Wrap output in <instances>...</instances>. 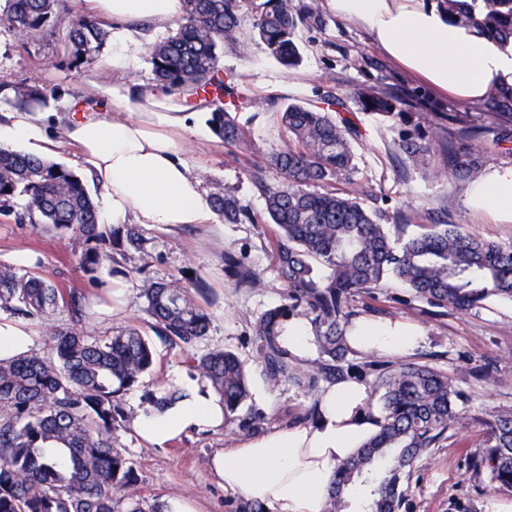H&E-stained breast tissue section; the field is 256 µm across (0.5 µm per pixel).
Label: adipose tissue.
Returning <instances> with one entry per match:
<instances>
[{
	"label": "adipose tissue",
	"mask_w": 512,
	"mask_h": 512,
	"mask_svg": "<svg viewBox=\"0 0 512 512\" xmlns=\"http://www.w3.org/2000/svg\"><path fill=\"white\" fill-rule=\"evenodd\" d=\"M94 16L121 24L147 20L166 26L184 15V0H90ZM337 15L367 29L379 46L426 82L465 103L492 90L512 89V44L500 45L476 28L449 22L437 0H328ZM125 116L72 114L65 136L80 148L78 162L104 190L102 221L120 225L211 224L215 211L186 158V116L151 87L111 90ZM48 152L42 122L27 111L0 123V142ZM476 206L512 220V168L494 170L473 189ZM423 336L404 323H356L350 336L360 352H411ZM182 399L158 411L137 409L133 427L146 443L164 447L191 431L221 427L224 408L209 381L184 383ZM369 387L328 384L317 395L314 421L274 428L216 453L208 466L225 490L269 512H327L336 468L380 428Z\"/></svg>",
	"instance_id": "adipose-tissue-1"
}]
</instances>
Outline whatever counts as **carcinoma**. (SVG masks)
I'll return each mask as SVG.
<instances>
[{
    "mask_svg": "<svg viewBox=\"0 0 512 512\" xmlns=\"http://www.w3.org/2000/svg\"><path fill=\"white\" fill-rule=\"evenodd\" d=\"M0 26L29 34L59 18V0H8ZM242 0H184L178 31L151 46L155 79L171 91L209 97V126L222 142L251 147L235 109L253 104L219 76L218 50L242 36ZM456 24L488 36L512 39V0H442ZM321 23L320 16L296 0H264L254 25L268 55L285 67L301 61L297 32ZM107 38L104 24L85 15L68 24L71 63H92ZM45 93L14 87L22 108L43 103ZM356 104L399 120L397 101L369 89L356 92ZM486 105L495 119L512 124V91H492ZM326 101L324 108L290 104L281 111L283 146L257 168L252 178L265 199L268 223L275 225L274 257L287 292L283 303L255 324L261 343V374L273 386L283 383L318 392L320 384L341 380L354 366H342L353 352L348 331L352 302L362 292L395 283L434 308L468 313L491 297L512 301V248L482 240L459 224H432L406 239L391 234L388 222L402 224L404 213L385 215L366 207L349 189L358 170L353 142L356 124ZM397 149L409 162L426 164L430 146L405 137ZM448 176L475 178L477 164L464 148H447ZM23 201L13 211L14 200ZM213 208L226 224H259L235 197L217 194ZM0 212L20 224H51L76 230L90 247L82 264L90 271L103 260L98 245L113 231L98 224L95 203L84 182L59 163L24 151L0 147ZM127 246L139 249V229L121 224ZM238 283L256 286L260 277L232 255L226 257ZM200 279L144 281L141 297L151 329L168 344L192 353L194 369L206 377L224 404V425L257 431L266 417L247 407L249 369L234 352L219 348L196 353L211 317L197 297L206 294ZM83 295L66 291L47 278L0 264V311L15 317L46 318L66 307L78 314ZM303 312L319 348L310 367L292 362L281 340L284 318ZM154 363L150 339L136 328H119L93 337L71 326L53 332L47 351L0 360V512H161L159 500L133 492L137 477L113 444L114 433L134 417L124 396L138 387ZM382 392L380 430L336 468L328 512H347L354 502L365 512H400L404 484L415 463L430 448L463 425L462 406L471 396L445 371L427 364H367ZM182 398L177 387H159L145 401L163 409ZM484 450L469 469L485 474L500 488H512V409L484 420Z\"/></svg>",
    "mask_w": 512,
    "mask_h": 512,
    "instance_id": "1",
    "label": "carcinoma"
}]
</instances>
